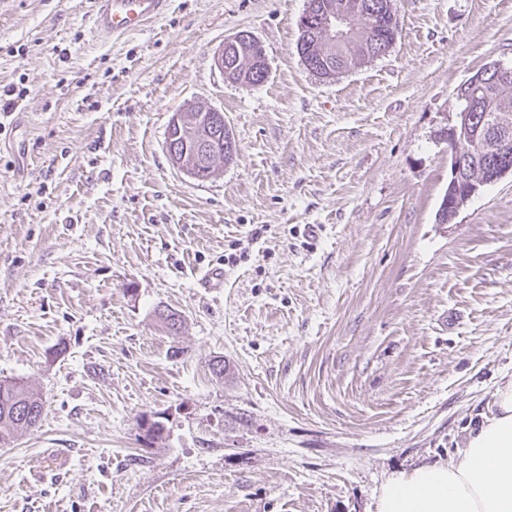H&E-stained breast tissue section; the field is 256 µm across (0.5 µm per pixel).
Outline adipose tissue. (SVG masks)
<instances>
[{
    "label": "adipose tissue",
    "instance_id": "adipose-tissue-1",
    "mask_svg": "<svg viewBox=\"0 0 512 512\" xmlns=\"http://www.w3.org/2000/svg\"><path fill=\"white\" fill-rule=\"evenodd\" d=\"M457 459L393 475L377 512H512V383Z\"/></svg>",
    "mask_w": 512,
    "mask_h": 512
}]
</instances>
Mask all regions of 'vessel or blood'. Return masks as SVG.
<instances>
[{
  "instance_id": "b4317fda",
  "label": "vessel or blood",
  "mask_w": 512,
  "mask_h": 512,
  "mask_svg": "<svg viewBox=\"0 0 512 512\" xmlns=\"http://www.w3.org/2000/svg\"><path fill=\"white\" fill-rule=\"evenodd\" d=\"M170 0H95L90 33L108 39L142 30L151 21L161 18Z\"/></svg>"
}]
</instances>
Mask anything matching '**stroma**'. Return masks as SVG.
Masks as SVG:
<instances>
[{
	"instance_id": "1",
	"label": "stroma",
	"mask_w": 512,
	"mask_h": 512,
	"mask_svg": "<svg viewBox=\"0 0 512 512\" xmlns=\"http://www.w3.org/2000/svg\"><path fill=\"white\" fill-rule=\"evenodd\" d=\"M305 7L172 0L101 42L93 0H0V85L26 89L0 133V379L45 407L0 447V512H376L512 380V175L435 221L456 89L512 61V0H394L390 51L326 81ZM243 30L257 85L214 63ZM197 102L238 147L206 181L165 150ZM227 44H233L237 54L236 62L229 67L224 64V49ZM261 48L262 43L258 39L248 32H241L233 39L227 41L226 44H223L218 50L215 56V65L224 76L234 82V74L237 76L238 72L242 69V67H239L236 70V67L240 63L241 59H243V65L247 64V67L243 71L244 75L248 68L253 66V71L260 70L261 75L266 78L268 62L265 52L259 51Z\"/></svg>"
}]
</instances>
